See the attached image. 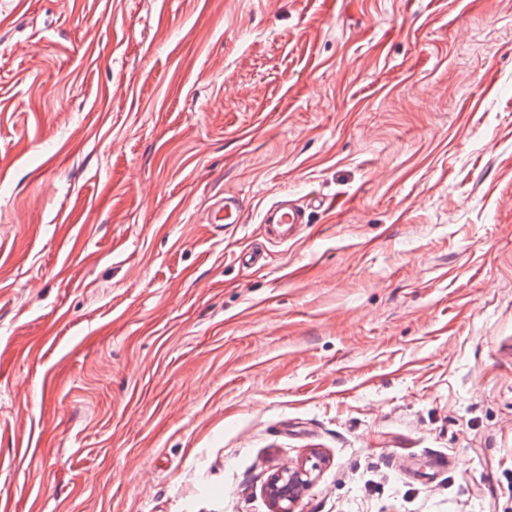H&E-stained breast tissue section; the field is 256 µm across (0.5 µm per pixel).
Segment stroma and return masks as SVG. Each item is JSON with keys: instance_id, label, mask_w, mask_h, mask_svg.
Instances as JSON below:
<instances>
[{"instance_id": "stroma-1", "label": "stroma", "mask_w": 512, "mask_h": 512, "mask_svg": "<svg viewBox=\"0 0 512 512\" xmlns=\"http://www.w3.org/2000/svg\"><path fill=\"white\" fill-rule=\"evenodd\" d=\"M316 454L297 512H512V0H0V512ZM246 209L237 195L225 194L224 203H218L207 213L208 224H242ZM328 209L329 205L320 198H311L306 203L293 199L291 196H283L278 201L268 206L262 215L261 223L266 234L274 240L286 243L295 238L299 224H307L310 209Z\"/></svg>"}]
</instances>
